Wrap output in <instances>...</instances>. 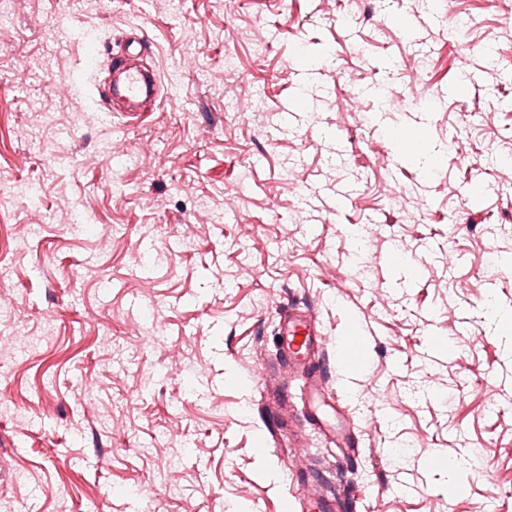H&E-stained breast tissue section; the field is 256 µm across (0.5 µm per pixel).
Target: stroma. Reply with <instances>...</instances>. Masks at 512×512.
Here are the masks:
<instances>
[{"label": "stroma", "mask_w": 512, "mask_h": 512, "mask_svg": "<svg viewBox=\"0 0 512 512\" xmlns=\"http://www.w3.org/2000/svg\"><path fill=\"white\" fill-rule=\"evenodd\" d=\"M511 255L512 0H12L0 512H512ZM138 57L128 52L112 60V98L123 103L122 112H147L160 97L158 72L139 64ZM284 336L286 338V346L288 353L295 360H298L300 355H305L311 343V337L315 336V323L313 316L310 315H288L285 323ZM296 336L303 337V342L298 351L294 350L296 346Z\"/></svg>", "instance_id": "obj_1"}]
</instances>
